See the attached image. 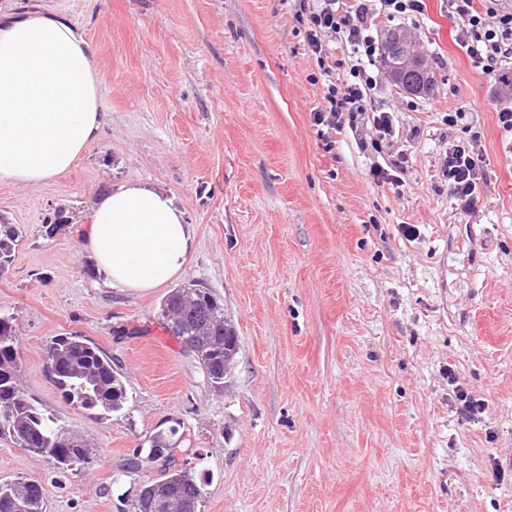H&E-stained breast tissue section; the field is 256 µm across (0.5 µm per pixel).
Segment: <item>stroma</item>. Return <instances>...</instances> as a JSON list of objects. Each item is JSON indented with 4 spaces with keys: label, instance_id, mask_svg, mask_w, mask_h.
Masks as SVG:
<instances>
[{
    "label": "stroma",
    "instance_id": "1",
    "mask_svg": "<svg viewBox=\"0 0 512 512\" xmlns=\"http://www.w3.org/2000/svg\"><path fill=\"white\" fill-rule=\"evenodd\" d=\"M425 2L377 21L413 31L436 77L413 95L380 74L395 134L377 152L348 129L330 148L318 136L325 85L282 0H16L95 48L109 117L64 175L0 180V220L21 231L0 275L21 384L94 457L61 473L0 439V479H39L46 512H130L142 476L123 464L171 430L177 465L200 455L211 475L201 512H512V132L497 117L512 91L459 47L446 0ZM456 145L484 173L467 214L442 175ZM400 153L401 190L369 182ZM130 178L174 195L193 230L183 272L147 293L80 248L95 201ZM193 280L240 339L221 390L161 325L169 288ZM71 335L123 377L111 417L47 375V344ZM460 388L483 402L473 418Z\"/></svg>",
    "mask_w": 512,
    "mask_h": 512
}]
</instances>
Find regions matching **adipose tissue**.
I'll list each match as a JSON object with an SVG mask.
<instances>
[{
    "label": "adipose tissue",
    "mask_w": 512,
    "mask_h": 512,
    "mask_svg": "<svg viewBox=\"0 0 512 512\" xmlns=\"http://www.w3.org/2000/svg\"><path fill=\"white\" fill-rule=\"evenodd\" d=\"M107 117L94 51L70 22L0 4V179L33 186L65 173ZM190 240L173 198L130 179L95 202L82 247L108 282L148 292L183 272Z\"/></svg>",
    "instance_id": "adipose-tissue-1"
}]
</instances>
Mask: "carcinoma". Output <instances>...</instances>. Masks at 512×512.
Listing matches in <instances>:
<instances>
[{"label":"carcinoma","instance_id":"1","mask_svg":"<svg viewBox=\"0 0 512 512\" xmlns=\"http://www.w3.org/2000/svg\"><path fill=\"white\" fill-rule=\"evenodd\" d=\"M405 89L428 94L436 85L431 70L413 69L403 79ZM19 240L13 224L0 223V274L12 261ZM163 328L192 352L211 386L224 388L233 371L240 340L224 304L210 289L191 281L172 290L161 303ZM45 360L59 366L50 376L66 402L101 415L122 409L126 388L112 368V358L79 336H56L45 349ZM19 336L12 317L0 315V439L70 470L92 461L91 448L61 420L47 415L20 384ZM145 454L126 462L139 472L142 463H159V475L146 477L131 501V512H201L206 480L192 467L173 465V443L159 433L149 437ZM46 489L40 480L17 476L0 480V512H45Z\"/></svg>","mask_w":512,"mask_h":512}]
</instances>
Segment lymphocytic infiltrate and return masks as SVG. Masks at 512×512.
Masks as SVG:
<instances>
[{
  "instance_id": "f902f5d3",
  "label": "lymphocytic infiltrate",
  "mask_w": 512,
  "mask_h": 512,
  "mask_svg": "<svg viewBox=\"0 0 512 512\" xmlns=\"http://www.w3.org/2000/svg\"><path fill=\"white\" fill-rule=\"evenodd\" d=\"M424 0H297V18L326 85L313 110L319 137L344 129L370 133L381 149L394 130L392 111L372 106L378 78L373 70L379 43L372 31L379 17L420 15ZM448 12L462 23L460 44L483 74L507 82L502 62L512 59V11L500 0H448ZM344 57H337V50ZM443 175L461 212L473 208L482 178L480 165L465 148L450 149Z\"/></svg>"
}]
</instances>
